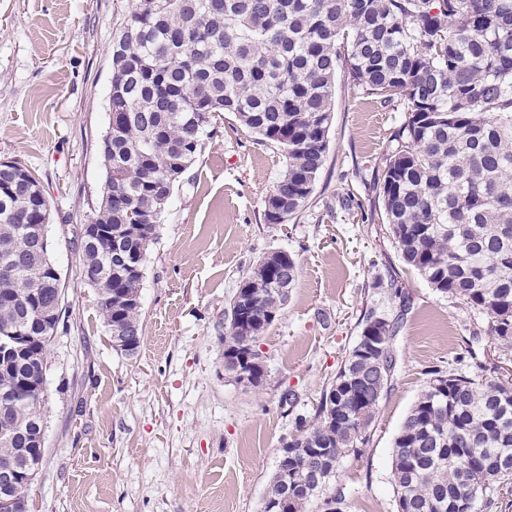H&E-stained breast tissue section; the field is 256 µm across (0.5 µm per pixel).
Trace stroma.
<instances>
[{
  "mask_svg": "<svg viewBox=\"0 0 512 512\" xmlns=\"http://www.w3.org/2000/svg\"><path fill=\"white\" fill-rule=\"evenodd\" d=\"M135 0H0V160L31 170L49 202L48 233L66 317L48 350L45 457L28 512H261L283 441L310 418L376 312L397 323L396 368L359 455L337 479L342 512H395L393 438L427 370L512 379V351L485 318L409 269L380 219L376 176L401 115L336 82L313 202L270 224L266 197L286 159L233 114L187 170L158 229L141 290L135 355L113 349L81 276L80 229L101 198L112 44ZM297 263L295 285L258 342L263 386L224 369V311L268 252ZM294 391V406L280 402Z\"/></svg>",
  "mask_w": 512,
  "mask_h": 512,
  "instance_id": "35a3bbf8",
  "label": "stroma"
}]
</instances>
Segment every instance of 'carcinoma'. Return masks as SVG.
Listing matches in <instances>:
<instances>
[{
	"label": "carcinoma",
	"mask_w": 512,
	"mask_h": 512,
	"mask_svg": "<svg viewBox=\"0 0 512 512\" xmlns=\"http://www.w3.org/2000/svg\"><path fill=\"white\" fill-rule=\"evenodd\" d=\"M375 97L401 122L392 133L378 198L401 258L436 292L487 320L512 349V0H136L112 45V114L118 134L103 159L104 194L80 234L81 267L97 275L104 326L140 343L147 253L186 170L223 113L280 149L286 165L265 219L289 224L310 207L328 147L336 77ZM0 325L27 332L28 356L0 368V461L28 447L42 402L25 386L47 363L41 307L58 291L50 244L25 230L40 186L25 167L0 164ZM138 266L115 274L119 258ZM296 261L274 250L240 281L224 312V363L254 387L266 382L257 343L288 300ZM382 358L349 350L313 407L280 448L261 512H331L343 503L342 460L360 453L394 376ZM391 448L395 512H477L512 484V382L433 369ZM469 470L476 489L459 482Z\"/></svg>",
	"instance_id": "obj_1"
}]
</instances>
